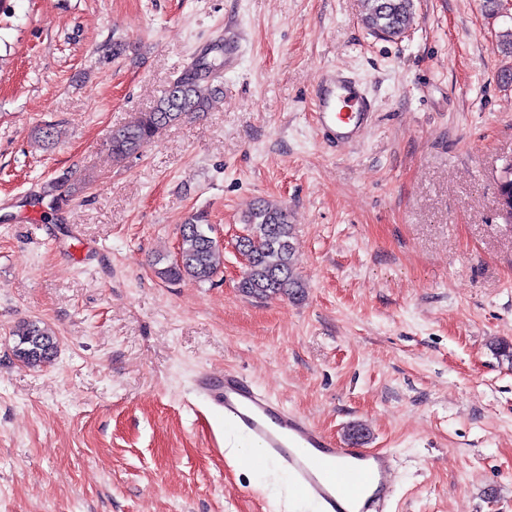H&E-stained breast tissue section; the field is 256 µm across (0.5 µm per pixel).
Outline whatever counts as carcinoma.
I'll return each instance as SVG.
<instances>
[{
    "mask_svg": "<svg viewBox=\"0 0 512 512\" xmlns=\"http://www.w3.org/2000/svg\"><path fill=\"white\" fill-rule=\"evenodd\" d=\"M363 23L373 32L389 37L404 34L414 19V0H362ZM220 89L199 73H185L167 86L150 110L141 112L127 124L113 129L109 135L112 155L118 160L139 153L148 146L156 131L179 122L190 113L205 112ZM242 247L248 266L241 291L254 298L303 296L305 282L296 271L293 227L286 207L260 201L244 217ZM212 227L206 216L195 213L180 226L175 259L157 269L158 276L168 282L188 279L210 282L221 269V250L211 236ZM13 355L27 366L51 362L57 353L55 333L40 320L20 322L12 331Z\"/></svg>",
    "mask_w": 512,
    "mask_h": 512,
    "instance_id": "carcinoma-1",
    "label": "carcinoma"
}]
</instances>
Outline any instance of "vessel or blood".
Returning a JSON list of instances; mask_svg holds the SVG:
<instances>
[{
    "mask_svg": "<svg viewBox=\"0 0 512 512\" xmlns=\"http://www.w3.org/2000/svg\"><path fill=\"white\" fill-rule=\"evenodd\" d=\"M310 100L333 144L357 141L368 126L370 105L360 85L335 69L322 72ZM195 392L222 411L230 447L257 448L260 461L279 466L296 495L319 512H386L394 494L393 452L342 446L237 372L202 374Z\"/></svg>",
    "mask_w": 512,
    "mask_h": 512,
    "instance_id": "b4317fda",
    "label": "vessel or blood"
}]
</instances>
